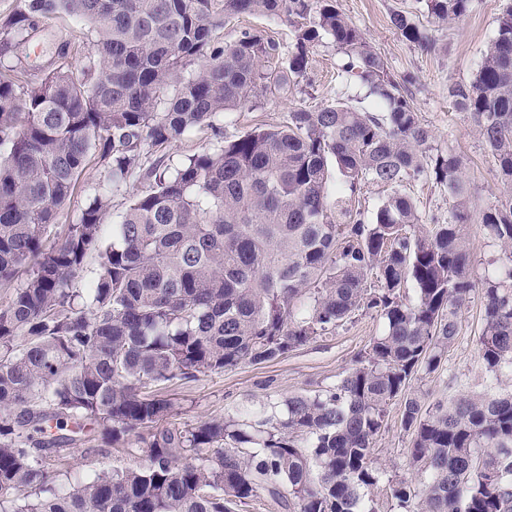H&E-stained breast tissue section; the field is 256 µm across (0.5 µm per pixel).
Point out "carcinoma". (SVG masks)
Masks as SVG:
<instances>
[{
    "label": "carcinoma",
    "instance_id": "obj_1",
    "mask_svg": "<svg viewBox=\"0 0 512 512\" xmlns=\"http://www.w3.org/2000/svg\"><path fill=\"white\" fill-rule=\"evenodd\" d=\"M437 20L472 0H422ZM243 14L283 16L295 43L245 29L214 31ZM95 33L86 64L60 60L37 81L0 63V512H243L265 500L283 512H379L369 492L391 403L409 478L389 480L400 512H512V395L460 393L424 406L406 394L434 373L459 334V313L481 291L479 351L488 373L512 369V3L475 80L448 88L468 114L507 188L480 223L511 264L477 288L470 269L471 192L461 158L433 152L431 129L403 85L342 14L337 0H23L0 26V57L50 19ZM391 23L424 48L431 36L402 11ZM333 39L344 73L383 104L343 99L294 109L188 157H159L148 185L101 245L109 198L97 194L51 245L58 208L90 157L118 191L155 151L306 74L309 49ZM196 69L184 74L186 66ZM429 174L448 190V223L424 224L406 184ZM368 181L389 194L365 220L353 206ZM100 274L70 288L90 254ZM417 299L407 302L405 284ZM384 321L365 354L324 394L261 408L252 422L175 421L154 388L274 361L351 320ZM136 459L63 481L56 461L87 424Z\"/></svg>",
    "mask_w": 512,
    "mask_h": 512
}]
</instances>
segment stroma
<instances>
[{
    "instance_id": "1",
    "label": "stroma",
    "mask_w": 512,
    "mask_h": 512,
    "mask_svg": "<svg viewBox=\"0 0 512 512\" xmlns=\"http://www.w3.org/2000/svg\"><path fill=\"white\" fill-rule=\"evenodd\" d=\"M504 2L475 0L465 17L448 25L431 19L420 0H339L348 20L385 59L393 78L405 83L421 118L433 131L434 148L449 149L461 156L463 174L478 209L502 195L504 185L493 158L472 131L467 114L453 107L448 87L474 80L483 53L497 34L496 18ZM396 11L405 12L416 24L426 28L435 43L434 49L427 51L402 39L390 20ZM245 28L263 31L284 49L294 43L291 27L286 18L279 16L243 15L219 28L215 37L229 44ZM90 41L88 25L63 17L32 33L27 42L14 45L6 60L22 63L36 80L43 76L44 66L55 59L58 47L67 43L81 47V54L73 58L74 69H81L83 53L89 50ZM310 60L307 74L290 83L287 95L269 94L225 112L219 121L223 136L236 138L259 126L279 125L290 110L320 108L339 97L360 108L377 107V98L369 96L365 87L341 75L345 56L331 38H323L311 46ZM155 157L154 148L144 146L141 167L132 170L122 189L112 195V208L102 231L103 245L111 244L113 224L119 222L130 200L145 188V169ZM106 186L104 168L96 159H89L72 197L58 210L57 226L70 224L80 209ZM407 191L416 201L424 223L446 221L448 192L443 186L422 176L409 181ZM467 232L474 242L471 268L475 279L481 281L505 264L507 256L500 243L486 235L478 222L468 224ZM482 328L483 309L476 299L462 309L459 335L441 368L430 375H415L409 392L427 406L467 390L493 395L512 393L511 372L495 377L485 369L478 346ZM383 329L379 317L362 312L352 322L284 358L261 365L245 363L194 381L176 382L163 386L161 392L179 404L178 419L188 424L235 415L251 406L280 405L295 395L312 396L336 385L353 366L356 356L364 353L370 340ZM410 445L411 438L400 425V406L392 404L387 412L386 428L374 443L377 461L387 475L405 474L404 450ZM131 462V457L122 453H102L99 442L89 440L76 445L63 470L73 478L103 467H125Z\"/></svg>"
}]
</instances>
